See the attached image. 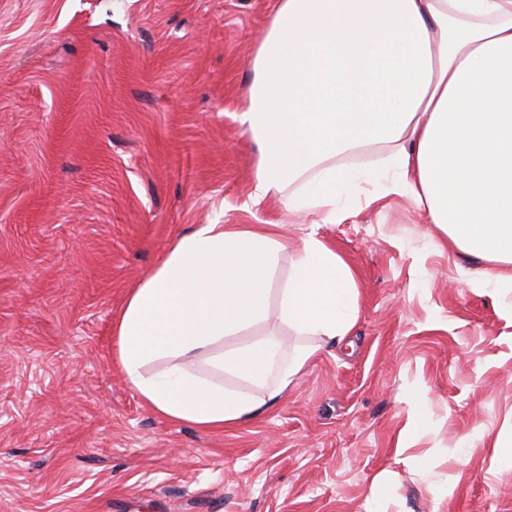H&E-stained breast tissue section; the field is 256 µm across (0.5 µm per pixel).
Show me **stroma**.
<instances>
[{
    "label": "stroma",
    "mask_w": 512,
    "mask_h": 512,
    "mask_svg": "<svg viewBox=\"0 0 512 512\" xmlns=\"http://www.w3.org/2000/svg\"><path fill=\"white\" fill-rule=\"evenodd\" d=\"M275 6L0 0V512H512V293L467 288V256L376 183L337 224L250 199L233 113ZM216 222L316 234L360 313L277 404L207 430L141 400L116 330Z\"/></svg>",
    "instance_id": "obj_1"
}]
</instances>
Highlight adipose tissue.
I'll return each mask as SVG.
<instances>
[{
	"mask_svg": "<svg viewBox=\"0 0 512 512\" xmlns=\"http://www.w3.org/2000/svg\"><path fill=\"white\" fill-rule=\"evenodd\" d=\"M235 120L259 145L253 202L333 224L368 174L343 159L382 145L383 194L410 198L458 251L468 288L512 291V0H277ZM295 255L275 286L278 259ZM350 267L316 236L273 224H203L133 289L118 326L122 371L158 413L234 427L279 401L324 343L359 315ZM276 316L308 337L224 340ZM201 359L236 387L186 367Z\"/></svg>",
	"mask_w": 512,
	"mask_h": 512,
	"instance_id": "ef3b65f1",
	"label": "adipose tissue"
}]
</instances>
